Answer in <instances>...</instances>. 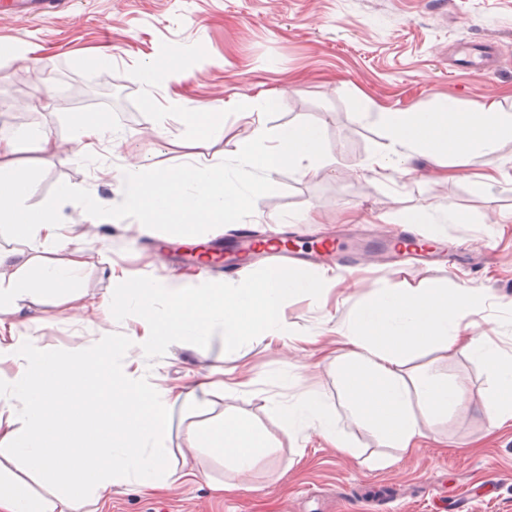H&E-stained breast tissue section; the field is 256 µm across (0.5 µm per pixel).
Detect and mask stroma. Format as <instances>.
I'll return each mask as SVG.
<instances>
[{
	"label": "stroma",
	"instance_id": "1",
	"mask_svg": "<svg viewBox=\"0 0 512 512\" xmlns=\"http://www.w3.org/2000/svg\"><path fill=\"white\" fill-rule=\"evenodd\" d=\"M488 40L504 65L476 76L449 61L459 39ZM17 43L20 56H0V123L14 128L20 165L45 173L27 198L42 204L59 183L111 201L113 173L128 166L149 169L228 157L252 126L274 129L312 121L322 127L327 157L306 177L282 171L275 192L261 196L249 221L257 230L280 224L288 214L313 215L316 230L341 224H375L387 231L396 212L439 213L455 208L467 221L446 225L444 237L489 241L493 260L482 277L447 267H407L347 278L318 298L293 295L283 318L295 338L228 350L221 338L205 346L173 342L141 363L147 384L177 389L193 370L216 366L192 410L174 407L167 416V447L181 448L191 428L235 416L258 425L270 452L245 474L222 456L198 454L195 481L162 495L113 492L105 512H355L352 492L360 481L392 484L401 491L398 512H443L453 501L469 512H512V425L495 426L485 405L493 382L482 366L462 354L437 349L405 356L410 376L434 374L461 384L464 403L445 419L424 422V435L410 456L383 447L373 429L353 422L343 405L342 378L329 365L340 355L334 328L355 306L381 288L417 291L430 286L482 293L491 310L475 316L476 332L512 349V142L498 158L453 173L449 158L414 161L412 174L374 182L361 167L383 140L382 112L432 111L447 100L476 113L489 101L512 110V0H78L77 7L46 21L0 15V44ZM181 55L169 81L147 86L144 65L171 48ZM61 86L62 94L34 99V85ZM274 95V110L254 108ZM209 104L224 133L211 136L196 108ZM121 128L125 141L92 170L74 140L78 115ZM48 127L54 152L36 150L27 130ZM497 168V185L485 194L471 182ZM62 233L83 255L81 286L89 298L167 273L150 269L138 251L143 231L134 219H118L86 231L72 203L60 207ZM36 333L43 345L67 351L76 338H91L94 324L75 321L65 304L51 299ZM294 376L281 380L284 367ZM321 391L338 424L356 446L338 454L323 436L292 434L267 400ZM215 480H232L239 491L217 497Z\"/></svg>",
	"mask_w": 512,
	"mask_h": 512
}]
</instances>
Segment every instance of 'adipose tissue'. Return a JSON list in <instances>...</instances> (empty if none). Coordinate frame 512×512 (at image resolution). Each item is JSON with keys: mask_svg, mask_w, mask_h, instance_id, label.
<instances>
[{"mask_svg": "<svg viewBox=\"0 0 512 512\" xmlns=\"http://www.w3.org/2000/svg\"><path fill=\"white\" fill-rule=\"evenodd\" d=\"M381 121L386 141L363 167L382 183L408 170L418 154L452 157L461 169L496 156L512 140V113L496 103L470 115L451 100L429 112H386ZM17 152V139L0 129V228L22 233L37 250L26 258L0 249V365L12 368L0 377V512H102L113 489L153 494L192 480V451L181 449L180 462H173L165 417L172 407L188 405L193 391L160 388L142 398L139 377L114 369L108 333L65 354L42 347L29 330L45 297L61 295L87 321L140 314L149 331L127 337L128 350L149 352L174 337L197 344L220 336L234 346L287 340L282 309L288 296H317L332 276L277 272L225 289L177 277L161 285L143 280L92 301L79 286L80 260L53 261L68 240L55 208L35 214L27 207L28 179ZM28 266L35 280L22 275ZM485 304L482 295L459 288H383L357 306L336 326L346 350L340 370L352 418L373 427L384 447L411 455L423 434L417 406L445 417L463 401L464 388L454 382L426 377L408 385L405 353L433 347L486 366L494 384L490 410L497 424L512 423V353L473 330L472 318ZM270 405L293 433L316 431L332 439L338 453L354 454L321 393L274 398ZM207 439L240 473L267 453L264 436L238 419L225 420Z\"/></svg>", "mask_w": 512, "mask_h": 512, "instance_id": "ef3b65f1", "label": "adipose tissue"}]
</instances>
